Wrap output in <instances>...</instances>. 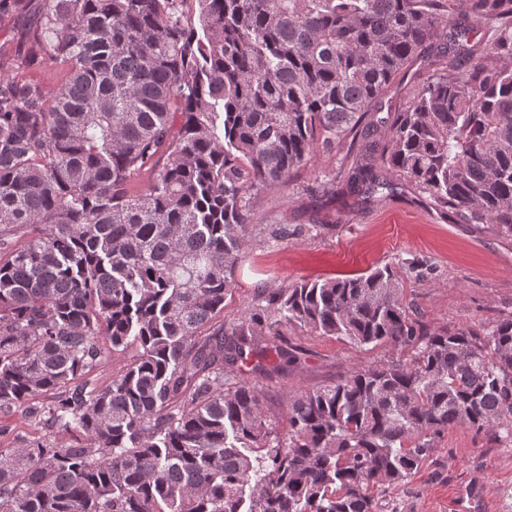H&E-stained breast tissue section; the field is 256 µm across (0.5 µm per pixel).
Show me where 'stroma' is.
Here are the masks:
<instances>
[{
    "label": "stroma",
    "mask_w": 512,
    "mask_h": 512,
    "mask_svg": "<svg viewBox=\"0 0 512 512\" xmlns=\"http://www.w3.org/2000/svg\"><path fill=\"white\" fill-rule=\"evenodd\" d=\"M445 45V40H434L395 76L375 108L377 116L406 109L429 78L447 72ZM339 163L335 153L314 155L288 188L255 197L251 221L259 231L235 269L211 331L236 323L257 289L351 277L405 260L429 269L424 278L406 269L400 277L405 301L434 324L487 325L512 312V235L492 224L458 223L416 186L397 178L391 189L367 198L332 182ZM283 226L287 237L275 236ZM281 332L294 360L285 362L274 350L260 347L239 377L267 395L269 415L282 424L288 396L396 355L387 346L361 347L297 327L285 326ZM472 486L481 492L476 512H512V447L457 427L437 440L408 480L375 488L373 495L378 512H456L462 493Z\"/></svg>",
    "instance_id": "obj_1"
}]
</instances>
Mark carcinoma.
<instances>
[{"mask_svg":"<svg viewBox=\"0 0 512 512\" xmlns=\"http://www.w3.org/2000/svg\"><path fill=\"white\" fill-rule=\"evenodd\" d=\"M492 21L477 50L459 12ZM462 60L370 117L426 43ZM0 71V418L69 436L0 448V512H377L465 426L512 447V315L432 326L392 264L258 291L227 331L251 196L345 146L463 224L512 235V0H42ZM147 175L139 193L129 189ZM406 358L293 395L288 427L235 366L280 327ZM109 349L137 355L105 385ZM47 395L46 406L34 399Z\"/></svg>","mask_w":512,"mask_h":512,"instance_id":"1","label":"carcinoma"}]
</instances>
